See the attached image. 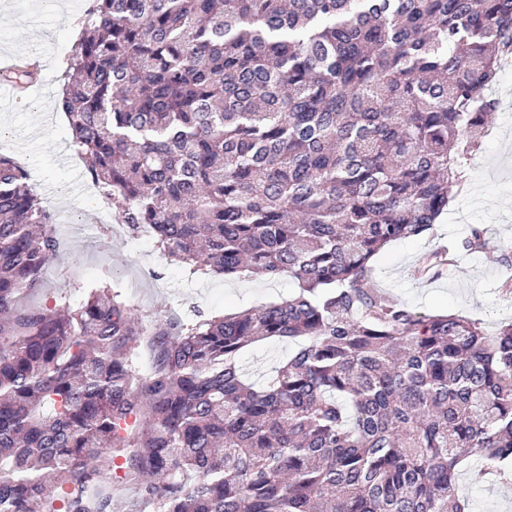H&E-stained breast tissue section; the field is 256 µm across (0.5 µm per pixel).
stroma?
I'll list each match as a JSON object with an SVG mask.
<instances>
[{"label":"stroma","mask_w":512,"mask_h":512,"mask_svg":"<svg viewBox=\"0 0 512 512\" xmlns=\"http://www.w3.org/2000/svg\"><path fill=\"white\" fill-rule=\"evenodd\" d=\"M88 0H61L59 11L43 0H0V56L40 54L48 59L47 83L40 94L18 99L0 89V138L7 152L25 164L32 183L51 211L68 259L50 265L45 286L25 304L54 306L60 298L78 303L92 284H110L144 325L162 319L186 322L194 316L240 312L292 295L287 277L276 279L188 277L169 265L153 241L134 243L123 225L106 226L99 212L106 200L89 201V179L81 159L73 158L68 120L56 107L64 57L78 32ZM495 93L501 101L489 122L482 151L470 165V189L456 197L447 215L422 238L398 240L374 261L373 283L399 301L436 314L456 313L480 320L487 332L512 317V293L501 291L512 280V266L501 263L512 253V68L500 72ZM67 195H60L59 186ZM485 228L487 250L464 253L458 267L421 279L414 269L427 252L461 239L472 226ZM460 494L469 512H512V477L498 475L474 457L462 469Z\"/></svg>","instance_id":"1"}]
</instances>
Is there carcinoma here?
Wrapping results in <instances>:
<instances>
[{
  "label": "carcinoma",
  "mask_w": 512,
  "mask_h": 512,
  "mask_svg": "<svg viewBox=\"0 0 512 512\" xmlns=\"http://www.w3.org/2000/svg\"><path fill=\"white\" fill-rule=\"evenodd\" d=\"M509 56L512 0H89L57 108L115 223L297 291L155 321L142 374L111 287L22 303L60 240L0 152V512H112L131 483L147 512H466L461 466L512 458V318L421 313L372 260L464 187ZM267 340L295 349L257 386Z\"/></svg>",
  "instance_id": "carcinoma-1"
}]
</instances>
